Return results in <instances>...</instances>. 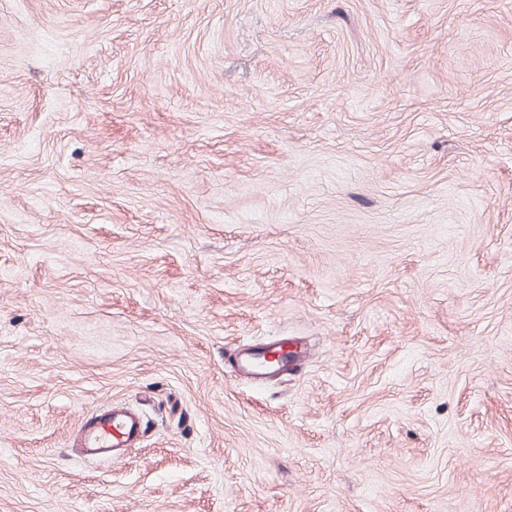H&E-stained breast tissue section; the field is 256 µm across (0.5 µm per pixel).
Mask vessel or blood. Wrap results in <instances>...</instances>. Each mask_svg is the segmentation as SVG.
Instances as JSON below:
<instances>
[{"mask_svg":"<svg viewBox=\"0 0 512 512\" xmlns=\"http://www.w3.org/2000/svg\"><path fill=\"white\" fill-rule=\"evenodd\" d=\"M278 360L268 364L263 349H254L237 358V368L247 379L258 382L275 372H283L295 361L287 341L276 343ZM143 425L139 414L122 404L96 407L79 427L78 446L84 457L120 459L139 441Z\"/></svg>","mask_w":512,"mask_h":512,"instance_id":"vessel-or-blood-1","label":"vessel or blood"}]
</instances>
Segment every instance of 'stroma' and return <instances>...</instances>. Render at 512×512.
Listing matches in <instances>:
<instances>
[{"label":"stroma","mask_w":512,"mask_h":512,"mask_svg":"<svg viewBox=\"0 0 512 512\" xmlns=\"http://www.w3.org/2000/svg\"><path fill=\"white\" fill-rule=\"evenodd\" d=\"M0 512H512V0H0ZM276 348L278 352V360L274 365L266 363L264 350L266 348ZM269 347L253 349L243 355L237 357L238 371L254 382H260L269 375L279 371H287L288 367L295 361L296 350L288 349V339L282 340ZM143 431L140 415L122 404L96 407L79 427L78 446L86 458L123 457Z\"/></svg>","instance_id":"stroma-1"}]
</instances>
